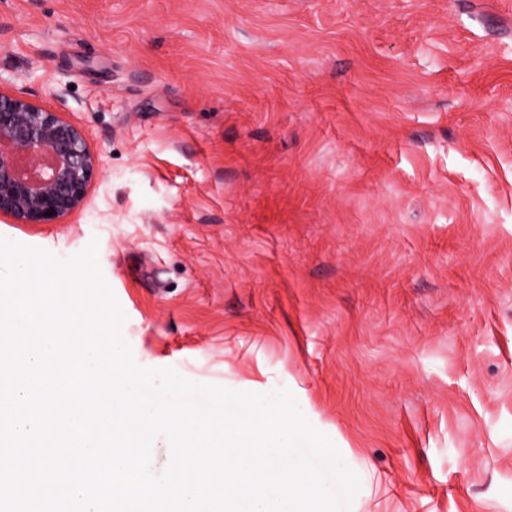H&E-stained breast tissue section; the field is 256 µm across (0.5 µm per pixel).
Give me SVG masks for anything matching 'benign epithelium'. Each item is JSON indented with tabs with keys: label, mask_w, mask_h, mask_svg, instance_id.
Wrapping results in <instances>:
<instances>
[{
	"label": "benign epithelium",
	"mask_w": 512,
	"mask_h": 512,
	"mask_svg": "<svg viewBox=\"0 0 512 512\" xmlns=\"http://www.w3.org/2000/svg\"><path fill=\"white\" fill-rule=\"evenodd\" d=\"M99 168L79 124L0 89V216L59 224L82 208Z\"/></svg>",
	"instance_id": "7a95c632"
}]
</instances>
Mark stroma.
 Masks as SVG:
<instances>
[{
  "instance_id": "1",
  "label": "stroma",
  "mask_w": 512,
  "mask_h": 512,
  "mask_svg": "<svg viewBox=\"0 0 512 512\" xmlns=\"http://www.w3.org/2000/svg\"><path fill=\"white\" fill-rule=\"evenodd\" d=\"M79 123L136 362L290 390L356 512H512V0H0Z\"/></svg>"
}]
</instances>
